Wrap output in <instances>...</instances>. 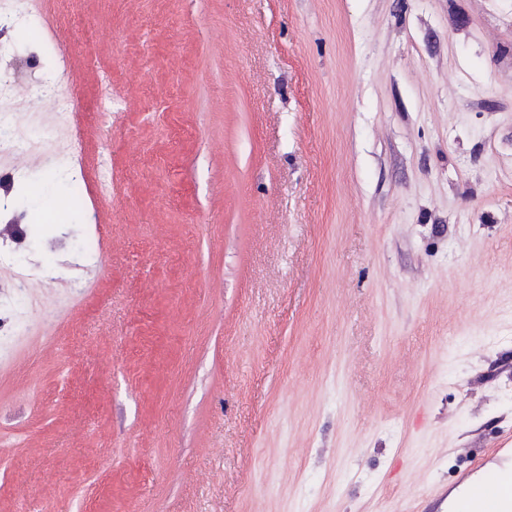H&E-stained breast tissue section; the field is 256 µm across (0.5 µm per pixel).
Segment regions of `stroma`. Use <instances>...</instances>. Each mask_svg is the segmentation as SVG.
<instances>
[{
    "instance_id": "obj_1",
    "label": "stroma",
    "mask_w": 512,
    "mask_h": 512,
    "mask_svg": "<svg viewBox=\"0 0 512 512\" xmlns=\"http://www.w3.org/2000/svg\"><path fill=\"white\" fill-rule=\"evenodd\" d=\"M5 10L0 512H448L512 474V0ZM30 141L29 134L19 131L10 114H0V145L7 144L15 153L23 154L27 151Z\"/></svg>"
}]
</instances>
